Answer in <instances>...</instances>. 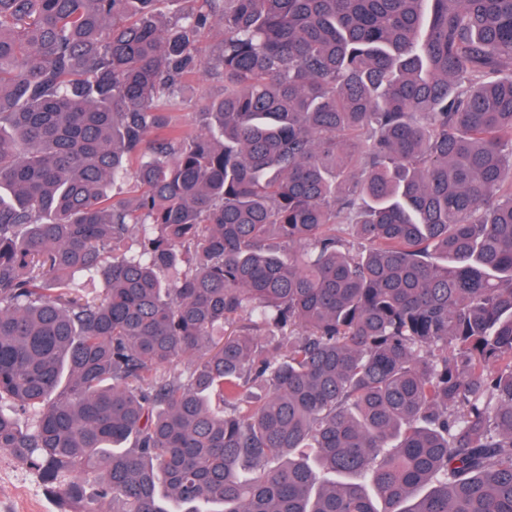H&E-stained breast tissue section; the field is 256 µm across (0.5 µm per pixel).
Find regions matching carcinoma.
<instances>
[{
    "label": "carcinoma",
    "mask_w": 512,
    "mask_h": 512,
    "mask_svg": "<svg viewBox=\"0 0 512 512\" xmlns=\"http://www.w3.org/2000/svg\"><path fill=\"white\" fill-rule=\"evenodd\" d=\"M171 2L0 0V451L63 512H512V0ZM219 91V85L204 77H199L188 84L183 90L185 105L182 113V121L186 128L197 127L196 113L199 112L198 105L203 97L215 95Z\"/></svg>",
    "instance_id": "carcinoma-1"
}]
</instances>
